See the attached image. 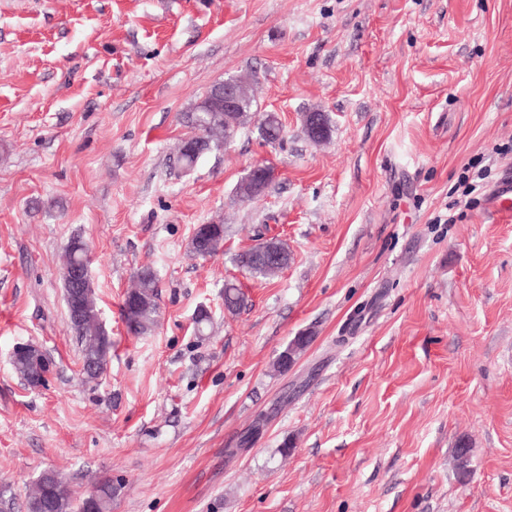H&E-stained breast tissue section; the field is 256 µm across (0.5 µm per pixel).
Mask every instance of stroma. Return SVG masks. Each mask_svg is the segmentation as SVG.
Listing matches in <instances>:
<instances>
[{
    "label": "stroma",
    "mask_w": 512,
    "mask_h": 512,
    "mask_svg": "<svg viewBox=\"0 0 512 512\" xmlns=\"http://www.w3.org/2000/svg\"><path fill=\"white\" fill-rule=\"evenodd\" d=\"M243 75L283 141L251 124L174 168L182 113ZM260 164L273 181L241 198ZM507 176L512 0H0V482L109 480L112 512H512V222L488 213ZM211 223L229 231L203 259ZM75 235L112 338L92 383L64 301ZM263 237L292 254L273 279L233 261ZM144 266L159 322L134 337L120 304ZM26 341L43 387L10 364ZM257 123L259 136L263 141L267 143H280L283 141L285 129L276 113H263L258 117ZM256 171H258L262 178L254 177ZM247 176L254 178L245 179L240 184L238 190L240 196L243 198L254 199L255 197L261 195L268 188L270 183L266 182L265 180L273 179L274 171L270 166L264 165L262 166L261 170H258L257 167L252 168ZM224 235V224H200L191 239L192 251L198 256H210L223 246ZM249 306V298L233 281L224 283V310L231 314L238 313Z\"/></svg>",
    "instance_id": "stroma-1"
}]
</instances>
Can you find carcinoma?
<instances>
[{
  "label": "carcinoma",
  "instance_id": "1",
  "mask_svg": "<svg viewBox=\"0 0 512 512\" xmlns=\"http://www.w3.org/2000/svg\"><path fill=\"white\" fill-rule=\"evenodd\" d=\"M239 107L235 112L218 109L215 88L206 91L203 97L187 112L182 121L190 129L188 135L176 146L174 156L180 168L189 171L195 168L200 157L207 151L224 146V131L240 129L257 121L261 139L267 143L284 140L285 129L274 112L256 116L254 88L241 81ZM269 183L260 177L244 180L239 186L240 196L253 199L261 195ZM225 225L200 224L191 239L192 251L202 257L210 256L224 244ZM291 262V253L281 241L270 239L236 255V265L254 277L271 279L278 276ZM158 276L156 271L145 266L133 276L121 305V316L127 334L143 336L152 331L157 323L159 309ZM84 317L70 323L75 333L80 352L83 375L88 381L98 379L108 364V355L103 353L107 336L99 323L98 306L93 286L81 291ZM249 306V298L233 281L224 283V310L238 313ZM13 370L21 378L31 381L38 367L25 355L13 362ZM95 497L75 498L65 478L55 480L39 477L25 499L26 512H111L112 499L118 495V487L107 480L94 487ZM16 494L8 482H0V512H14Z\"/></svg>",
  "mask_w": 512,
  "mask_h": 512
}]
</instances>
